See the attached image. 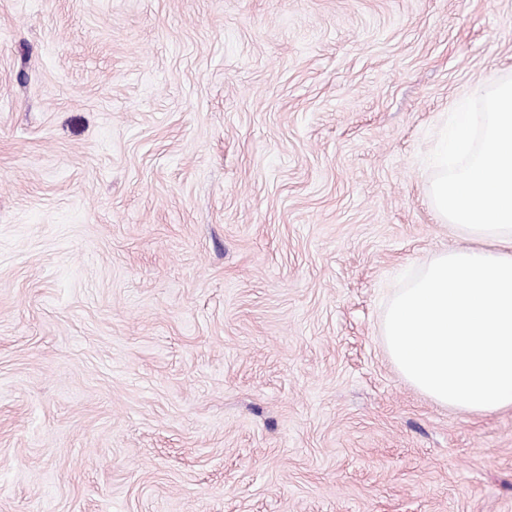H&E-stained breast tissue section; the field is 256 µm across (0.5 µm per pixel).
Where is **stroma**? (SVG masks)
<instances>
[{"label": "stroma", "mask_w": 512, "mask_h": 512, "mask_svg": "<svg viewBox=\"0 0 512 512\" xmlns=\"http://www.w3.org/2000/svg\"><path fill=\"white\" fill-rule=\"evenodd\" d=\"M504 77L512 0H0V512H512L381 336Z\"/></svg>", "instance_id": "1"}]
</instances>
